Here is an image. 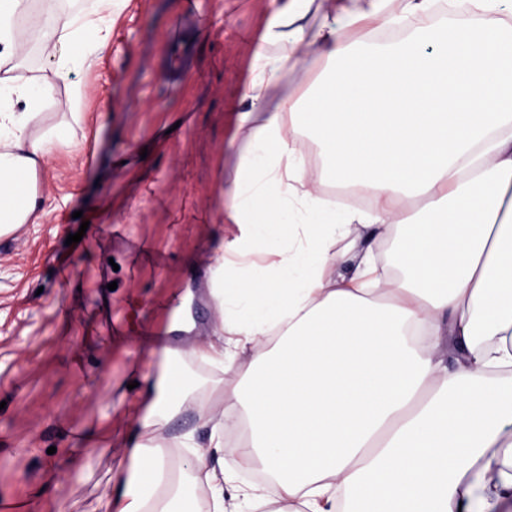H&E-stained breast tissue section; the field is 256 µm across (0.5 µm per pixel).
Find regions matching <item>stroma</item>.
<instances>
[{"instance_id": "obj_1", "label": "stroma", "mask_w": 512, "mask_h": 512, "mask_svg": "<svg viewBox=\"0 0 512 512\" xmlns=\"http://www.w3.org/2000/svg\"><path fill=\"white\" fill-rule=\"evenodd\" d=\"M269 13V0H195L189 16L182 0H119L57 85L74 108L43 106L73 145L40 175L41 223L0 236V504L27 499L54 461L49 447L95 430L100 448L45 491L43 512H98L134 433L130 384L160 371L143 330L189 344L210 335L207 234L237 233L221 185ZM177 366L183 412L165 432L206 442L198 395L218 399L246 366L215 374L187 356Z\"/></svg>"}]
</instances>
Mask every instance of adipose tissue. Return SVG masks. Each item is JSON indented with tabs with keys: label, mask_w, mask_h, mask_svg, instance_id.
I'll list each match as a JSON object with an SVG mask.
<instances>
[{
	"label": "adipose tissue",
	"mask_w": 512,
	"mask_h": 512,
	"mask_svg": "<svg viewBox=\"0 0 512 512\" xmlns=\"http://www.w3.org/2000/svg\"><path fill=\"white\" fill-rule=\"evenodd\" d=\"M504 0H330L334 22L305 43L313 0H281L257 52L240 117L246 130L221 193L239 235L210 236L217 311L192 354L217 366L249 356L225 408H200L207 446L174 445L212 512H483L512 506V8ZM0 0V236L40 223L37 177L65 140L41 122L64 69L18 82L32 54L64 59L79 18ZM329 69L302 95L275 92L308 51ZM315 131L337 185L367 194L336 212L308 171ZM298 220L284 226L283 212ZM389 245L347 261L359 228ZM273 250L249 282L227 258ZM276 342H269L270 333ZM141 388L128 465L100 512H182L183 467L160 433L176 414L180 352ZM243 429V440L226 434ZM266 471L271 486L238 483Z\"/></svg>",
	"instance_id": "1"
}]
</instances>
